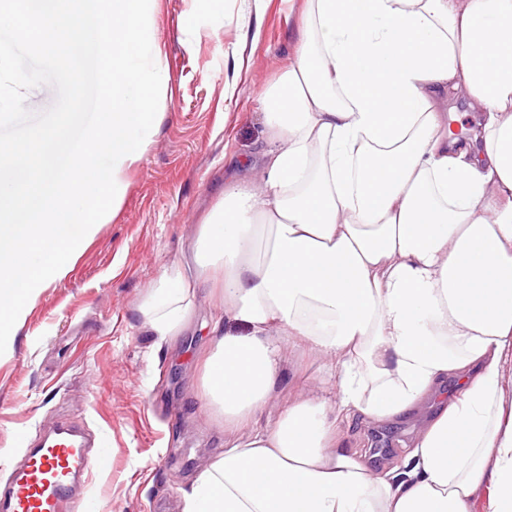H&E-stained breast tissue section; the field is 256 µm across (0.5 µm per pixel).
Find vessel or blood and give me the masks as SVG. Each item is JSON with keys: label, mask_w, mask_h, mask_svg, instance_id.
Wrapping results in <instances>:
<instances>
[{"label": "vessel or blood", "mask_w": 512, "mask_h": 512, "mask_svg": "<svg viewBox=\"0 0 512 512\" xmlns=\"http://www.w3.org/2000/svg\"><path fill=\"white\" fill-rule=\"evenodd\" d=\"M105 464L81 426L59 425L10 467L0 485V512H83L88 473Z\"/></svg>", "instance_id": "obj_1"}]
</instances>
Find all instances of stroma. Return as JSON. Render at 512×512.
Instances as JSON below:
<instances>
[{
	"label": "stroma",
	"mask_w": 512,
	"mask_h": 512,
	"mask_svg": "<svg viewBox=\"0 0 512 512\" xmlns=\"http://www.w3.org/2000/svg\"><path fill=\"white\" fill-rule=\"evenodd\" d=\"M305 0H158L156 35L168 71L163 116L128 172L117 214L101 224L71 271L45 288L0 355V479L22 438L83 424L107 468L86 483L91 512H182L195 474L224 452V426L203 408L202 363L214 312L208 288L181 336L157 349L137 301L185 250L224 190V169L265 146L263 92L288 68ZM432 406L377 426L354 417L346 446L396 465Z\"/></svg>",
	"instance_id": "35a3bbf8"
}]
</instances>
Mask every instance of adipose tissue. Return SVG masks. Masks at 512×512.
<instances>
[{
  "mask_svg": "<svg viewBox=\"0 0 512 512\" xmlns=\"http://www.w3.org/2000/svg\"><path fill=\"white\" fill-rule=\"evenodd\" d=\"M482 120L466 140L444 104ZM256 176L233 173L137 309L155 346L211 317L201 401L224 453L183 512H512V0H308L266 91ZM315 388L259 415L287 365ZM458 388L403 467L344 447Z\"/></svg>",
  "mask_w": 512,
  "mask_h": 512,
  "instance_id": "adipose-tissue-1",
  "label": "adipose tissue"
}]
</instances>
